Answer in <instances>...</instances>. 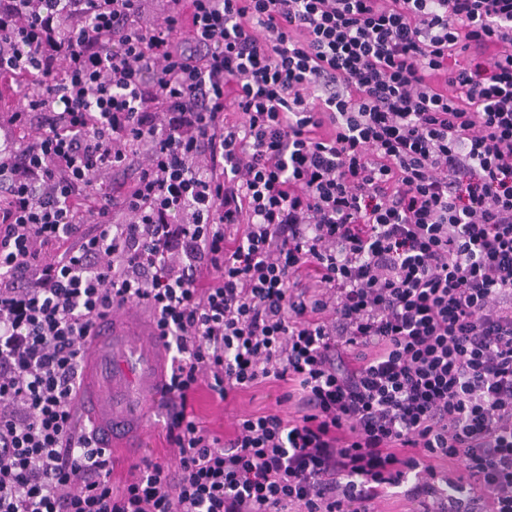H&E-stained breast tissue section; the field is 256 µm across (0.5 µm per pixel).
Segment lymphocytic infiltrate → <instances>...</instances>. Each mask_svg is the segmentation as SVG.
Masks as SVG:
<instances>
[{"label": "lymphocytic infiltrate", "mask_w": 512, "mask_h": 512, "mask_svg": "<svg viewBox=\"0 0 512 512\" xmlns=\"http://www.w3.org/2000/svg\"><path fill=\"white\" fill-rule=\"evenodd\" d=\"M4 91L0 512H512V0H0ZM134 307L169 455L117 483ZM161 345L156 338L147 341L131 333L115 331L112 337L98 344L86 373V387L98 389L112 400L113 425L127 434L114 439L122 442L135 432L147 429V421L156 402L165 393L163 364L159 357ZM109 364L112 378H99L102 368ZM276 391H271L270 387H260L256 390L243 395L234 404L228 407V413L233 408L238 411H253V410H273L279 411L282 414L293 413V409L288 405L276 404ZM201 407V418L206 425L215 430H221L222 425L225 430L229 429L231 420L227 413L224 414V405L206 398Z\"/></svg>", "instance_id": "obj_1"}]
</instances>
